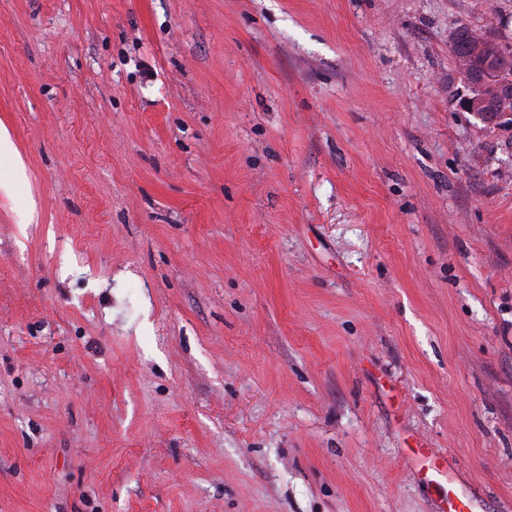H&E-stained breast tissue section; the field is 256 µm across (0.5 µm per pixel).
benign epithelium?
Returning <instances> with one entry per match:
<instances>
[{
    "instance_id": "1",
    "label": "benign epithelium",
    "mask_w": 512,
    "mask_h": 512,
    "mask_svg": "<svg viewBox=\"0 0 512 512\" xmlns=\"http://www.w3.org/2000/svg\"><path fill=\"white\" fill-rule=\"evenodd\" d=\"M504 54L505 50L493 40L472 34L469 53L458 63L462 79L469 88V93L459 102L462 111L484 121L493 114L502 120L512 118V83L496 84L492 94L487 90Z\"/></svg>"
}]
</instances>
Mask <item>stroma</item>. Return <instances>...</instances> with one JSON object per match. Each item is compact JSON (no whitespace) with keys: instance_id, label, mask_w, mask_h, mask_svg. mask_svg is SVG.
Segmentation results:
<instances>
[{"instance_id":"obj_1","label":"stroma","mask_w":512,"mask_h":512,"mask_svg":"<svg viewBox=\"0 0 512 512\" xmlns=\"http://www.w3.org/2000/svg\"><path fill=\"white\" fill-rule=\"evenodd\" d=\"M462 26L512 0H0V512H450L416 448L512 512Z\"/></svg>"}]
</instances>
